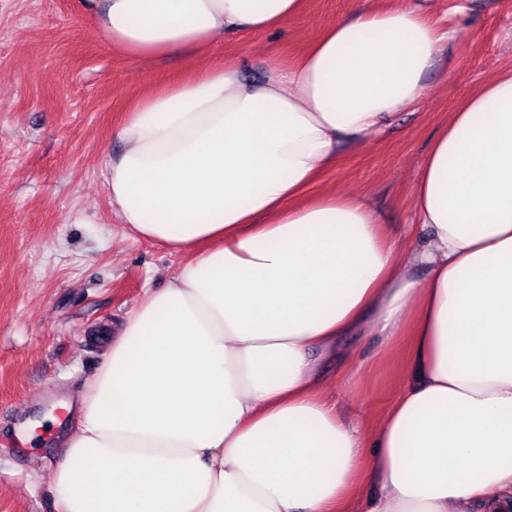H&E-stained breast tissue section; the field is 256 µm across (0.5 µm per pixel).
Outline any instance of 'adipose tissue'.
Instances as JSON below:
<instances>
[{
  "label": "adipose tissue",
  "instance_id": "adipose-tissue-1",
  "mask_svg": "<svg viewBox=\"0 0 512 512\" xmlns=\"http://www.w3.org/2000/svg\"><path fill=\"white\" fill-rule=\"evenodd\" d=\"M305 0H82L113 52L189 53L138 96L102 171L128 235L181 263L145 289L68 405L56 512H512V68L435 136L413 185L423 243L316 190L342 143L417 101L448 32L356 0L245 79L200 65ZM412 376L360 434L319 382L355 328Z\"/></svg>",
  "mask_w": 512,
  "mask_h": 512
}]
</instances>
